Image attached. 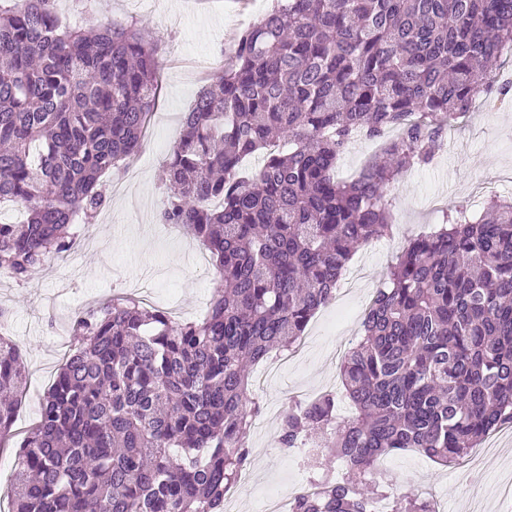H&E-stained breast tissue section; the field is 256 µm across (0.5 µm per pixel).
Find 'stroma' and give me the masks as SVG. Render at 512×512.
I'll return each mask as SVG.
<instances>
[{
	"label": "stroma",
	"mask_w": 512,
	"mask_h": 512,
	"mask_svg": "<svg viewBox=\"0 0 512 512\" xmlns=\"http://www.w3.org/2000/svg\"><path fill=\"white\" fill-rule=\"evenodd\" d=\"M273 0H58L63 23L85 26L115 21L143 26L161 51L159 97L152 125L134 164L106 175L100 188L106 204L65 258L48 260L42 272L19 283L0 272V306L9 312L10 335L24 353L26 392L18 405L13 434L0 444V498H7L15 451L23 432L35 422L40 405L64 356L74 344L71 318L93 302L115 293L139 295V281L151 282L152 305L177 304L178 316L196 319L221 284L209 252L178 228L160 223L166 189L159 176L203 80L194 66L224 63L237 37L271 9ZM395 203L391 236L355 252L336 296L310 321L297 351L271 355L251 370L252 379L270 375L268 385L253 387L260 402L261 428L249 435L252 474L232 489L234 512H254L267 486L291 490L292 459L279 448V417L292 400L343 391L340 365L361 330L371 298L408 240L430 232L459 205L482 207L487 195L512 196V101L482 107L448 130L445 147L432 164L401 176L387 187ZM391 494L419 491L430 496L436 512H466L472 491H480L486 512H512V495L501 492L506 478L498 463L468 462L443 467L414 449L386 455Z\"/></svg>",
	"instance_id": "35a3bbf8"
}]
</instances>
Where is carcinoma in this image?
Returning a JSON list of instances; mask_svg holds the SVG:
<instances>
[{"label": "carcinoma", "instance_id": "1", "mask_svg": "<svg viewBox=\"0 0 512 512\" xmlns=\"http://www.w3.org/2000/svg\"><path fill=\"white\" fill-rule=\"evenodd\" d=\"M55 0H0V271L23 282L70 251L71 226L105 204L100 179L129 163L155 105L159 48L144 29L65 27ZM512 0H274L189 111L162 169L160 222L215 258L205 317L177 320L131 296L76 313L74 351L16 451L11 512H224L248 463L259 402L245 367L289 351L334 295L355 248L389 234L385 189L429 164L445 131L496 83ZM397 134L355 176L358 138ZM263 155L247 173L244 162ZM336 395L281 412L278 443L318 439L367 476L414 448L458 464L512 424V199L459 206L391 264L340 368ZM27 369L0 331V438ZM345 479L293 512H370ZM391 512H433L409 491ZM378 149V143L371 141L361 140L351 145L338 163L339 176L347 178L355 174Z\"/></svg>", "mask_w": 512, "mask_h": 512}]
</instances>
